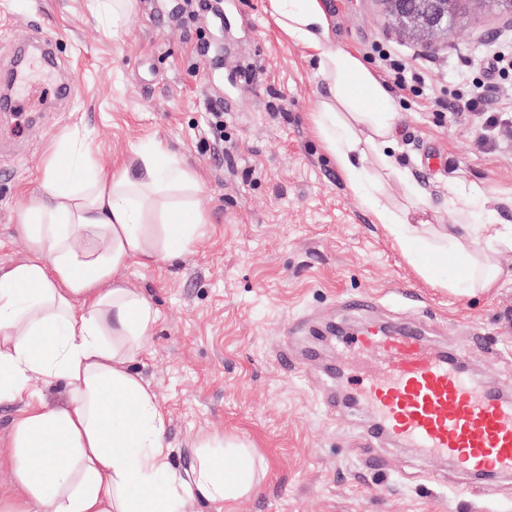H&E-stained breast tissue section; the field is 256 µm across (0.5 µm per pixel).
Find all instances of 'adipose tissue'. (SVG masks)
I'll return each mask as SVG.
<instances>
[{
    "label": "adipose tissue",
    "instance_id": "ef3b65f1",
    "mask_svg": "<svg viewBox=\"0 0 512 512\" xmlns=\"http://www.w3.org/2000/svg\"><path fill=\"white\" fill-rule=\"evenodd\" d=\"M286 37L314 61L321 92L309 119L352 195L384 226L419 275L462 297L495 287L497 255L512 252V225L493 217L433 224V207L392 147L400 125L388 84L359 55L336 47L324 0H267ZM48 163L42 192L19 205L27 258L0 274V404L19 405L11 446L25 492L4 512H186L192 493L231 503L258 484L250 449L206 441L187 475L173 468L164 415L130 365L156 311L121 277L130 265L175 259L206 218L171 207L170 193L197 186L158 144L137 165L93 173L85 141L71 134ZM398 177L409 205H381L379 172ZM82 238L74 250L73 238ZM61 387L53 401L44 388Z\"/></svg>",
    "mask_w": 512,
    "mask_h": 512
}]
</instances>
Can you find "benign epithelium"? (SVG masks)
Masks as SVG:
<instances>
[{"label": "benign epithelium", "mask_w": 512, "mask_h": 512, "mask_svg": "<svg viewBox=\"0 0 512 512\" xmlns=\"http://www.w3.org/2000/svg\"><path fill=\"white\" fill-rule=\"evenodd\" d=\"M388 20L421 40L448 35L472 0H384Z\"/></svg>", "instance_id": "1"}]
</instances>
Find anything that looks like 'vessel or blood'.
Here are the masks:
<instances>
[{
    "mask_svg": "<svg viewBox=\"0 0 512 512\" xmlns=\"http://www.w3.org/2000/svg\"><path fill=\"white\" fill-rule=\"evenodd\" d=\"M13 42L18 58L0 67V85L11 90L36 62L55 69L53 42L44 30ZM343 343L379 363V375L355 381L351 392L364 442L384 436L473 477L512 476V398L463 371L465 348H432L420 330L373 328Z\"/></svg>",
    "mask_w": 512,
    "mask_h": 512,
    "instance_id": "obj_1",
    "label": "vessel or blood"
}]
</instances>
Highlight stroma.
<instances>
[{
  "label": "stroma",
  "mask_w": 512,
  "mask_h": 512,
  "mask_svg": "<svg viewBox=\"0 0 512 512\" xmlns=\"http://www.w3.org/2000/svg\"><path fill=\"white\" fill-rule=\"evenodd\" d=\"M88 0H0V26L23 29L43 13L57 56L77 83L67 105L53 102V73L32 69L45 89L0 122V271L24 260L22 194L41 191L44 169L65 136L79 132L103 170L136 149L162 144L199 179L189 195L207 229L171 262L124 270L157 320L134 368L166 419L171 462L198 463L208 438L235 437L252 448L263 474L230 504L193 496L188 512H512V477L468 493L469 476L419 458L390 441L363 447L354 412L319 401L326 381L301 366L305 347L345 366L330 327L353 331L397 322L422 324L440 346L469 343L470 373L512 395V252L498 287L469 299L423 280L382 225L346 187L308 115L320 91L306 52L284 37L266 0H136L118 33ZM338 47L373 71L380 44L420 68L435 91L477 94L512 114V77L493 66L492 48L512 46L491 7L475 4L453 34L429 42L390 27L382 0H328ZM403 120L395 155L452 224L480 190L512 224V123L485 132L481 112L437 114L431 102L397 90ZM224 146L209 133L211 109L225 102ZM444 158L429 170V157ZM371 295L374 309L344 306ZM17 406L0 404V504L21 496L11 457ZM382 462L371 468V459Z\"/></svg>",
  "instance_id": "35a3bbf8"
}]
</instances>
